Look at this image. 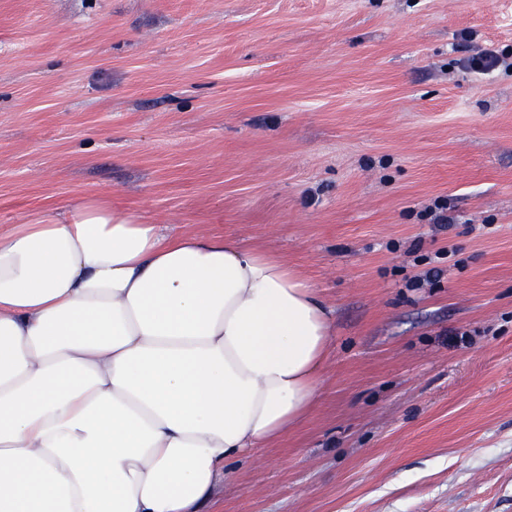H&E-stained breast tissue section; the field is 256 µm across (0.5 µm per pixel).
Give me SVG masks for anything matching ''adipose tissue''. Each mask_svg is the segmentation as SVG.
Wrapping results in <instances>:
<instances>
[{
  "label": "adipose tissue",
  "mask_w": 512,
  "mask_h": 512,
  "mask_svg": "<svg viewBox=\"0 0 512 512\" xmlns=\"http://www.w3.org/2000/svg\"><path fill=\"white\" fill-rule=\"evenodd\" d=\"M331 339L262 247L104 197L0 230V512H201L309 415Z\"/></svg>",
  "instance_id": "1"
}]
</instances>
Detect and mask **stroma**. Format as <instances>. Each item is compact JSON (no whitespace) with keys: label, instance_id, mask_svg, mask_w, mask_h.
Here are the masks:
<instances>
[{"label":"stroma","instance_id":"stroma-1","mask_svg":"<svg viewBox=\"0 0 512 512\" xmlns=\"http://www.w3.org/2000/svg\"><path fill=\"white\" fill-rule=\"evenodd\" d=\"M91 194L331 310L205 512H512V0H0V226ZM501 58L494 49L485 48L475 55L462 59L463 67L477 73H490L499 65Z\"/></svg>","mask_w":512,"mask_h":512}]
</instances>
